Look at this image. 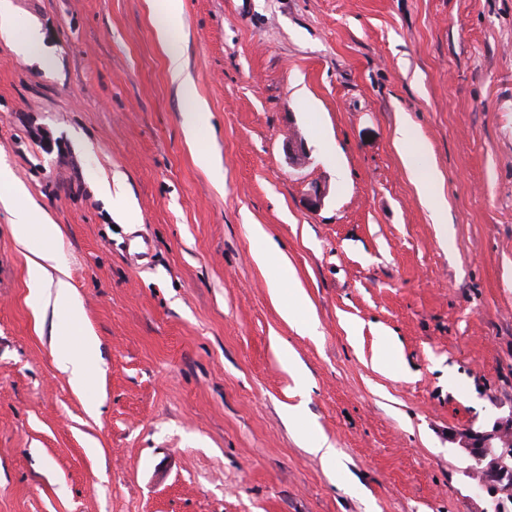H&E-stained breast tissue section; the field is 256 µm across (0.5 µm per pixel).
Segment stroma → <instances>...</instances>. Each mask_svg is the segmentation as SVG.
I'll use <instances>...</instances> for the list:
<instances>
[{
	"instance_id": "stroma-1",
	"label": "stroma",
	"mask_w": 512,
	"mask_h": 512,
	"mask_svg": "<svg viewBox=\"0 0 512 512\" xmlns=\"http://www.w3.org/2000/svg\"><path fill=\"white\" fill-rule=\"evenodd\" d=\"M182 2L220 185L183 130L161 0H10L49 62L0 36V167L57 224L100 357L76 391L0 205V512H483L455 436L512 413V0ZM260 252L292 272L280 296ZM297 293L306 326L281 314ZM397 141L406 151V167L412 178L427 195L438 180L435 167L426 159L427 150L421 142L416 127L408 122H402L397 128ZM410 152V150H412Z\"/></svg>"
}]
</instances>
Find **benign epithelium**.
Returning <instances> with one entry per match:
<instances>
[{
  "mask_svg": "<svg viewBox=\"0 0 512 512\" xmlns=\"http://www.w3.org/2000/svg\"><path fill=\"white\" fill-rule=\"evenodd\" d=\"M288 159L293 166L307 163L309 154L303 140L290 139L285 143ZM461 447L469 453V470L480 476L478 486L486 508L512 512V416L497 421L485 431L468 430L459 434Z\"/></svg>",
  "mask_w": 512,
  "mask_h": 512,
  "instance_id": "7a95c632",
  "label": "benign epithelium"
}]
</instances>
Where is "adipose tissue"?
I'll use <instances>...</instances> for the list:
<instances>
[{"label":"adipose tissue","mask_w":512,"mask_h":512,"mask_svg":"<svg viewBox=\"0 0 512 512\" xmlns=\"http://www.w3.org/2000/svg\"><path fill=\"white\" fill-rule=\"evenodd\" d=\"M171 77L181 89L189 107L184 114V127L189 138H196L205 120L204 104L196 96L194 85L184 71L182 57L177 52L168 54ZM397 140L406 150V167L422 192H429L438 180L435 167L427 160V150L416 127L403 122L397 128ZM20 194L11 175L0 170V202L13 207L14 234L36 261L29 269L28 285L33 289L52 286V305L61 313L66 326L53 335V351L58 364L68 372L76 388H84L95 362L97 342L82 327L83 310L65 279L64 270L50 271L44 261L48 259V247L59 235V228L45 214L29 207L17 205Z\"/></svg>","instance_id":"obj_1"}]
</instances>
